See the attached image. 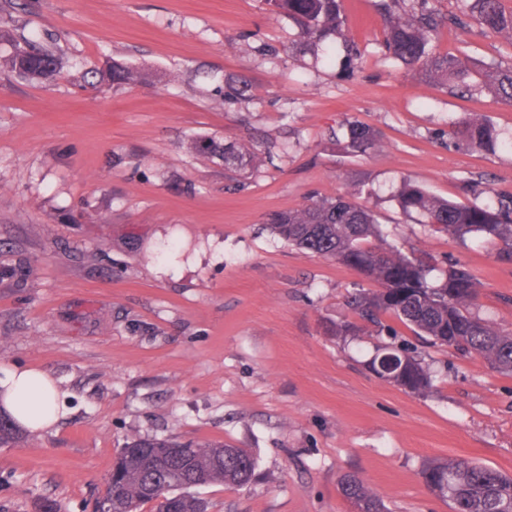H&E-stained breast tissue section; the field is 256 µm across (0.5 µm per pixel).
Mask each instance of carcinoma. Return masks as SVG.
<instances>
[{
	"mask_svg": "<svg viewBox=\"0 0 512 512\" xmlns=\"http://www.w3.org/2000/svg\"><path fill=\"white\" fill-rule=\"evenodd\" d=\"M273 10L288 15L297 28L295 45L315 49L329 38H340L343 65L358 67L357 46L345 34L342 0H266ZM461 14L443 12L434 0H382L386 31L384 47L389 57L426 81L437 83L454 95L474 98L489 94L512 103V66L482 64L467 55L441 54L432 40L451 26L476 20L481 29L512 41V11L502 0H460ZM0 65L30 81L48 80L61 71L57 54L27 42L14 46ZM481 80L470 83L472 69ZM139 71L114 62L100 79L114 84L140 81ZM344 148L366 153L380 144L379 133L369 125L349 121L344 125ZM448 143L457 149L492 152L498 135L476 113H466L448 131ZM187 150L224 163V170L241 173L261 161L259 153L238 142H221L210 136L188 139ZM405 213H416L435 232L460 240L480 236L498 244L497 259L512 262V194L496 195L483 204H462L438 198L405 178L393 195ZM271 233L319 257L334 261L378 285L357 289L346 300L356 321L336 324V338L369 335L387 337L377 348L368 368L379 379L413 394L433 387L432 374L422 352L386 322L391 318L432 347H448L462 355L482 358L494 370L512 374V332L497 328L473 312L477 282L458 262L439 265L430 258L405 253L388 244L373 212L351 197H321L297 208L270 215ZM254 457L243 448L221 443H179L168 439L135 437L114 466L112 512H138L152 501L147 491L156 482L166 486L165 500L157 512H207L208 503L174 483L196 479L203 484L229 487L246 485L254 472ZM422 479L429 491L450 502L452 512H512V475L466 459L432 461ZM345 499L362 512H385L382 499L355 474L340 483Z\"/></svg>",
	"mask_w": 512,
	"mask_h": 512,
	"instance_id": "1",
	"label": "carcinoma"
}]
</instances>
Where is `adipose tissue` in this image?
Wrapping results in <instances>:
<instances>
[{"label":"adipose tissue","instance_id":"obj_1","mask_svg":"<svg viewBox=\"0 0 512 512\" xmlns=\"http://www.w3.org/2000/svg\"><path fill=\"white\" fill-rule=\"evenodd\" d=\"M0 412L36 433L57 423L63 407L48 375L36 369L14 368L0 378Z\"/></svg>","mask_w":512,"mask_h":512}]
</instances>
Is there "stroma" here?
Listing matches in <instances>:
<instances>
[{
    "instance_id": "obj_1",
    "label": "stroma",
    "mask_w": 512,
    "mask_h": 512,
    "mask_svg": "<svg viewBox=\"0 0 512 512\" xmlns=\"http://www.w3.org/2000/svg\"><path fill=\"white\" fill-rule=\"evenodd\" d=\"M377 0H345L362 57L298 53L297 30L264 0H0V56L29 39L64 60L52 79L0 69V370L31 367L66 408L41 434L0 447V512H93L133 437L219 442L256 460L242 487H194L208 512H351L339 481L363 478L389 512H450L424 463L468 459L512 475V375L425 347L418 395L366 368L377 341L342 342L345 299L364 278L273 236L270 214L317 196L372 208L387 241L464 264L474 307L512 331V263L400 211L409 178L459 203L512 193V146L449 147V122L479 108L501 135L512 104H472L422 81L382 46ZM438 50L512 65V42L476 23ZM119 60L138 83L97 82ZM249 87L221 101L225 75ZM381 134L362 156L343 123ZM215 136L271 150L233 187L186 149ZM31 267L26 285L12 269Z\"/></svg>"
}]
</instances>
